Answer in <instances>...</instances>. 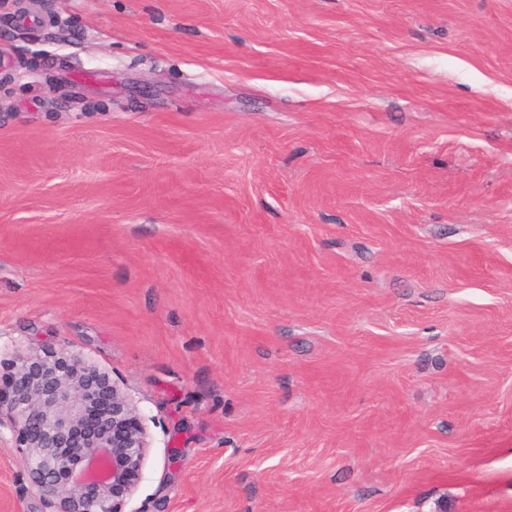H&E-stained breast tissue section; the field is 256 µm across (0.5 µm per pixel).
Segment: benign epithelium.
<instances>
[{
	"instance_id": "1",
	"label": "benign epithelium",
	"mask_w": 512,
	"mask_h": 512,
	"mask_svg": "<svg viewBox=\"0 0 512 512\" xmlns=\"http://www.w3.org/2000/svg\"><path fill=\"white\" fill-rule=\"evenodd\" d=\"M9 430L41 512H126L149 440L128 393L60 344L0 358V428Z\"/></svg>"
}]
</instances>
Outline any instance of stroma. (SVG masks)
Instances as JSON below:
<instances>
[{"instance_id":"1","label":"stroma","mask_w":512,"mask_h":512,"mask_svg":"<svg viewBox=\"0 0 512 512\" xmlns=\"http://www.w3.org/2000/svg\"><path fill=\"white\" fill-rule=\"evenodd\" d=\"M58 344L131 512H512V0H0V346Z\"/></svg>"}]
</instances>
